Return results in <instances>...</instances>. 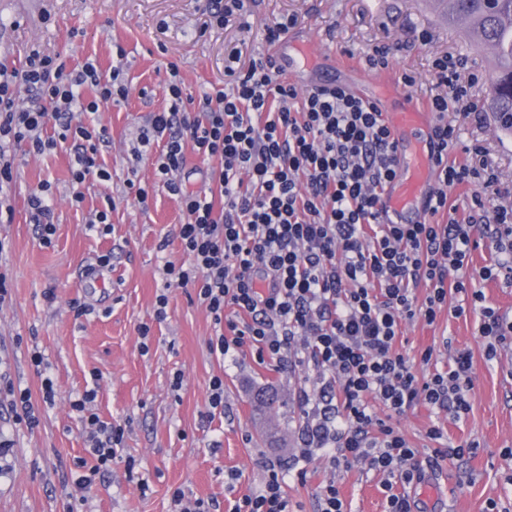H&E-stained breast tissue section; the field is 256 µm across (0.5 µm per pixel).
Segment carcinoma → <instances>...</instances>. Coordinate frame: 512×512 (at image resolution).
<instances>
[{
  "instance_id": "cac0c4a2",
  "label": "carcinoma",
  "mask_w": 512,
  "mask_h": 512,
  "mask_svg": "<svg viewBox=\"0 0 512 512\" xmlns=\"http://www.w3.org/2000/svg\"><path fill=\"white\" fill-rule=\"evenodd\" d=\"M448 24H463L477 46L495 50L496 72L485 100L503 129L512 130V0H437Z\"/></svg>"
}]
</instances>
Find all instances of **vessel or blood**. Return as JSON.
Wrapping results in <instances>:
<instances>
[{"mask_svg": "<svg viewBox=\"0 0 512 512\" xmlns=\"http://www.w3.org/2000/svg\"><path fill=\"white\" fill-rule=\"evenodd\" d=\"M386 116L397 133L396 156L402 178L384 197L385 221L392 224H412L427 215L425 187L433 176V148L420 131L429 118L428 112L415 97H408L397 111Z\"/></svg>", "mask_w": 512, "mask_h": 512, "instance_id": "vessel-or-blood-1", "label": "vessel or blood"}]
</instances>
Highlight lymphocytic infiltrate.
Returning a JSON list of instances; mask_svg holds the SVG:
<instances>
[{
	"mask_svg": "<svg viewBox=\"0 0 512 512\" xmlns=\"http://www.w3.org/2000/svg\"><path fill=\"white\" fill-rule=\"evenodd\" d=\"M464 66L461 59L436 62L431 111L464 100ZM170 75V105L151 113L142 137L146 145L160 142L155 176L185 215L179 238L187 264H167L165 275L194 288L211 315V354L225 359L248 345L258 358L316 370L318 394L298 392L307 409L301 458L323 450L345 466L367 463L384 477L385 512H415L403 488L421 479L411 465L417 451L375 408L400 416L422 404L467 414L473 357L456 351L446 370L419 379L398 351L406 324L419 317L434 323L455 294L454 316L480 312L486 358L512 340V319L485 306L467 280L481 235L494 240L497 256L480 277L512 280V207L488 208L486 191L498 177L482 147L461 143L454 125L434 127L431 218L391 224L382 217L383 197L398 160L376 103L339 83L300 91L270 54L245 62L229 53L223 86L197 97L185 93L178 66ZM87 86L95 92L88 101L80 94ZM21 87L32 105H19ZM128 95L119 72L102 78L91 62L70 70L35 51L21 68L0 67V189L13 181L18 148L43 154L70 141L71 201L81 204L82 185L111 174L98 159V136L75 113H96ZM190 152L212 167L208 193L185 191L178 179ZM463 184L474 187L471 203L449 213L448 191ZM443 213L447 222H438ZM421 284L428 288L422 301L415 296ZM94 398L88 390L72 403L95 460L91 474L74 481L81 490L111 470L124 437L122 427L91 412ZM285 475L284 467L271 468L262 488L239 498L232 512H288Z\"/></svg>",
	"mask_w": 512,
	"mask_h": 512,
	"instance_id": "lymphocytic-infiltrate-1",
	"label": "lymphocytic infiltrate"
}]
</instances>
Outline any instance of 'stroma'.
Returning <instances> with one entry per match:
<instances>
[{
  "instance_id": "1",
  "label": "stroma",
  "mask_w": 512,
  "mask_h": 512,
  "mask_svg": "<svg viewBox=\"0 0 512 512\" xmlns=\"http://www.w3.org/2000/svg\"><path fill=\"white\" fill-rule=\"evenodd\" d=\"M209 0H0V65L21 67L37 48L59 56L67 68L86 61L102 72L121 67L130 89L127 101L83 115L102 130L101 163L107 182L90 180L84 201L72 206L66 142L46 154L18 152L13 183L0 203L13 210L12 223H0V276L7 294L0 303V387L29 390L40 403L41 378L50 376L55 403L43 407L35 428L0 414V434L11 439L0 458V512H68L75 500L70 472L87 458V434L71 403L96 388L91 409L100 420L122 426L123 446L110 472L96 476L83 512H173L172 495L205 502L209 512H230L243 495L255 492L267 469L297 459L304 412L299 388L317 391V373L285 362H259L243 347L234 359L211 355L215 335L210 314L190 287L167 285L166 263L186 256L178 236L185 217L158 186L149 162H136L132 150L149 113L168 105L170 64H178L187 91L201 95L224 83V56L238 50L242 60L272 54L282 67L296 57L297 45L268 43L276 20L292 17L298 44L307 45L319 66L293 76L299 89L328 82L365 85L367 90L414 79L408 94L428 100L436 93L433 64L462 57L468 64L460 81L475 104L486 98L493 75L488 52L458 27L441 25L425 0H251L243 23L211 24ZM390 46L387 68L368 70L365 53ZM464 104L447 112L465 143L480 144L498 172L499 193L491 205L512 203V141L493 114L482 126L463 116ZM50 182L56 233L40 244L27 197ZM149 186L147 206L134 203L129 182ZM111 208L112 231L87 229L93 214ZM112 264L99 266L98 255ZM168 299L158 310V295ZM479 313H441L434 323H408L399 347L410 362L431 352V367L444 368L455 351L473 354L470 411L454 417L417 405L394 423L418 450L422 479L411 485L421 512H484L496 501L512 512V345L494 360L484 356ZM40 353L42 369L30 357ZM224 380V410L209 413V383ZM279 402L258 416L257 394ZM439 427L442 438L429 430ZM475 444L461 459H435L438 448ZM307 473H289L285 490L290 512H315L321 486L335 482L347 512H383L382 474L358 464L335 468L323 451L298 460Z\"/></svg>"
}]
</instances>
